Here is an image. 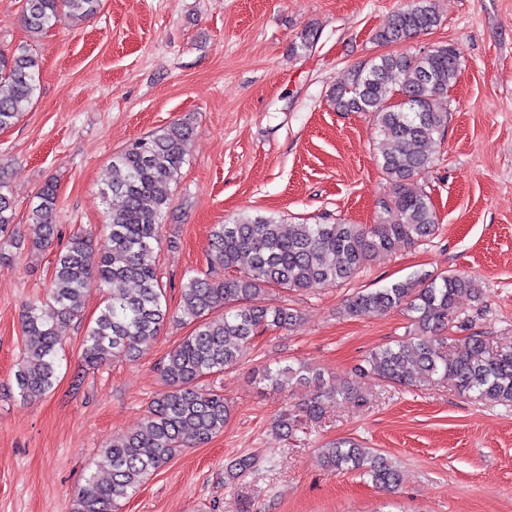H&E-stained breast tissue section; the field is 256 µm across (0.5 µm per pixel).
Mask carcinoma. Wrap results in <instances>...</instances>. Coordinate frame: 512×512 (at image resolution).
Instances as JSON below:
<instances>
[{"label":"carcinoma","instance_id":"1","mask_svg":"<svg viewBox=\"0 0 512 512\" xmlns=\"http://www.w3.org/2000/svg\"><path fill=\"white\" fill-rule=\"evenodd\" d=\"M101 2L25 0L23 24L39 34L62 17L87 19ZM440 21L433 0H409L376 39L402 46ZM460 70V55L452 46L418 53L400 49L350 68L336 83L329 93L336 111L374 114L376 151L390 185L379 202L383 217L370 226L341 221L285 226L272 217L241 215L214 225L208 271L188 277L181 287L180 314L194 328L162 362L166 389L153 399L139 431L113 437L102 450L110 479L85 477L72 512H115L117 499L136 493L181 448L204 443L224 430L231 405L224 394L202 389L199 382L235 366L242 349L262 332L296 324L297 312L286 303L269 302L270 291L337 286L376 255L433 234L436 214L420 179L431 168L432 146L448 124L441 101ZM39 76V57L29 48L0 51V130L15 124L33 104ZM400 93L417 109L394 104ZM192 135L191 125L174 123L112 157V176L102 195L121 199V208L106 214L105 232L98 241L82 233L69 239L56 255L46 300L31 302L22 314L23 332L29 336L15 372L22 399L41 397L54 388L67 329L78 318L80 298L90 286L109 288L118 283L121 288L107 296L86 328L81 356L89 369L111 359L137 360L143 346L174 319L159 274L157 248ZM7 188L8 171L0 165V237H8L16 250L47 247L57 235V185L49 180L38 189L28 215L29 236L23 240L9 234L15 211ZM462 293L480 299L478 281L465 274L425 273L348 298L344 311L350 316L401 309L415 326L413 335L373 350L355 369L356 375L400 387L446 379L458 392L477 400L512 403V349L493 351L477 333L452 343L441 335L459 320L457 298ZM264 379L281 391L315 386L301 407L311 417L322 415L338 398L365 400L354 383H327L310 369H269ZM321 455L330 472L362 470L375 486L388 491L400 482L399 471L387 458L349 440L329 445Z\"/></svg>","mask_w":512,"mask_h":512}]
</instances>
